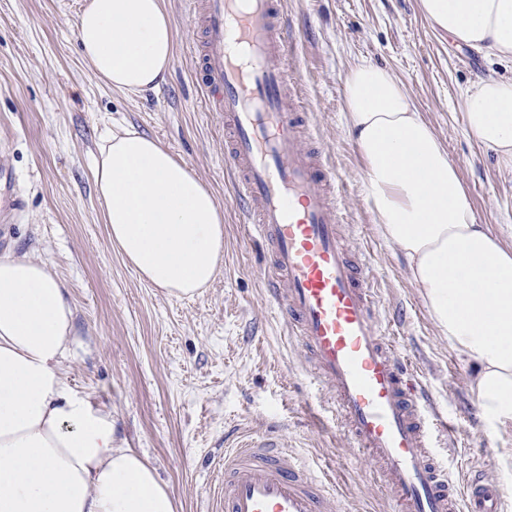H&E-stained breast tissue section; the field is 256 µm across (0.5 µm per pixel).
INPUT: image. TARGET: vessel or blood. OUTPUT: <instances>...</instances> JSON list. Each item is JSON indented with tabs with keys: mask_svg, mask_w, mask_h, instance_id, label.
<instances>
[{
	"mask_svg": "<svg viewBox=\"0 0 512 512\" xmlns=\"http://www.w3.org/2000/svg\"><path fill=\"white\" fill-rule=\"evenodd\" d=\"M194 77L223 113L224 164L255 237L268 246L263 277L355 448L380 464L397 512H504L502 487L482 469L456 482L432 451L436 405L383 336L375 275L338 234L336 175L307 150V121L281 61L293 52L278 0H206ZM334 488L278 441L224 451L218 512H329Z\"/></svg>",
	"mask_w": 512,
	"mask_h": 512,
	"instance_id": "obj_1",
	"label": "vessel or blood"
}]
</instances>
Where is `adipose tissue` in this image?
<instances>
[{"instance_id": "obj_1", "label": "adipose tissue", "mask_w": 512, "mask_h": 512, "mask_svg": "<svg viewBox=\"0 0 512 512\" xmlns=\"http://www.w3.org/2000/svg\"><path fill=\"white\" fill-rule=\"evenodd\" d=\"M454 40L512 62V0H421ZM79 52L114 91L164 83L177 32L165 0H86ZM345 122L366 165L383 238L408 259L439 336L475 365L481 417L512 420V250L477 224L456 164L404 86L371 62L344 78ZM471 135L512 167V75L469 86ZM93 180L109 239L142 278L191 298L224 254V211L195 171L134 128L98 145ZM74 310L57 274L26 255L0 256V512H175L156 470L78 396L61 363Z\"/></svg>"}]
</instances>
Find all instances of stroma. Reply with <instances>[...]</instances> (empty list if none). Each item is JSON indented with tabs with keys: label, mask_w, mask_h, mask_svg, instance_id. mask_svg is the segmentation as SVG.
Segmentation results:
<instances>
[{
	"label": "stroma",
	"mask_w": 512,
	"mask_h": 512,
	"mask_svg": "<svg viewBox=\"0 0 512 512\" xmlns=\"http://www.w3.org/2000/svg\"><path fill=\"white\" fill-rule=\"evenodd\" d=\"M85 0H0V167L22 211L0 223V255L28 254L64 283L75 312L62 362L70 387L112 414L118 436L144 453L176 512H211L224 482L226 443L275 436L332 475L349 512H393L394 494L354 450L310 374L287 318L265 293V249L242 223L235 177L224 167V118L193 79L201 30L186 0H166L178 37L159 91H112L81 60L75 23ZM295 49L284 67L301 84L308 140L335 170L349 250L378 275L383 331L416 366L447 441L449 466L477 465L512 498V423L489 427L468 386L473 364L437 330L408 278L405 256L380 234L364 162L344 123L343 84L363 60L388 69L456 163L478 223L512 248V169L468 132L461 97L512 63L458 44L420 0H282ZM134 127L190 165L224 209V262L192 299L167 296L112 246L91 171L108 132Z\"/></svg>",
	"instance_id": "1"
}]
</instances>
